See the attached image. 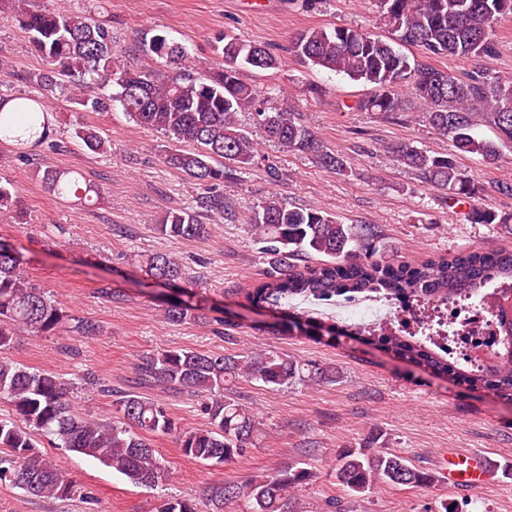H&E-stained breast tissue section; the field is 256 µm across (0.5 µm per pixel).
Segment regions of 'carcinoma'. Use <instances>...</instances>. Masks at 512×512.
<instances>
[{
    "mask_svg": "<svg viewBox=\"0 0 512 512\" xmlns=\"http://www.w3.org/2000/svg\"><path fill=\"white\" fill-rule=\"evenodd\" d=\"M30 0H10L11 18L26 35L31 49L48 68L27 76L47 93L74 85L94 86L99 93L78 104L92 112L121 105L129 120L151 127L173 143L163 162L202 186L194 204L165 212L158 232L177 241H193L207 234L203 217L224 212V179L261 160L260 142L287 151L312 153L320 164L346 171L342 156L327 151L302 114L289 104L276 106L272 93L242 77L250 69H279L281 58L264 44L245 43L224 36V63L197 76L183 70L187 47L168 32L156 30L143 52L153 64L136 69L116 64L117 45L109 21L89 11L38 10ZM379 20L392 38L384 39L360 27H315L301 31L289 51L309 68L328 71L372 88L369 96L354 101L358 112L397 115L412 109L411 99L425 108L428 125L448 136L457 150L493 158L494 143L479 140L474 129L486 123L499 137L512 142V80L481 67L457 78L431 64L434 57L483 61L496 54L493 26L512 16V0H377ZM412 46L411 59L400 47ZM410 87L405 92L404 87ZM253 115L254 129L238 120V113ZM52 122L43 96L0 94V143L13 146L35 166L40 181L54 194L86 200L103 199L104 189L81 184L74 171L47 163L42 150L55 146ZM72 139L92 154H105L109 143L89 126H79ZM395 160L416 171L424 182L448 200L458 202L476 195L475 184L451 154H430L410 143L393 149ZM0 214L19 220L24 213L16 187L0 180ZM474 224H511L512 213L471 209ZM249 224L264 243L268 260L265 279L247 289L255 303L280 307L288 302L330 300L337 295L385 292L415 306H430L471 297L488 282L500 287L486 296L484 306L496 319L500 336L491 348L493 364H470L462 369L448 359L433 336L412 335L394 323L355 326L359 336H373L405 361L435 373L462 378L471 388L486 389L512 402V341L507 338L506 313L501 302L512 298V251L471 253L456 259L438 258L412 270L395 269L379 255L381 230L376 224H344L332 214L302 209L278 195L254 210ZM154 281L176 287L191 276L175 258L154 253L139 261ZM165 318L184 323L199 318L191 301L174 298L166 303ZM66 336L64 351L79 354L76 338L96 336L100 326L75 317L29 277L14 249L0 243V404L12 416L0 418V481L43 499H63L75 493L72 482L38 449L43 436L56 448L93 459L131 483L157 487L169 469L151 437L173 435L183 454L215 470L243 456L253 445L259 422L252 410L233 397L240 381L258 382L283 391L306 382H330L333 367H317L276 351L214 354L187 349H163L142 357L136 367L140 386L202 396L207 416L203 429H182L167 408L134 390H114L95 381L98 391L112 396L115 416L97 422L72 408L74 390L88 377L64 378L54 372L32 371L2 355L16 336ZM371 439L358 448L336 452L332 471L349 499L373 493L380 484L422 487L436 477L417 469L403 456L374 447ZM316 473L306 462L284 465L242 481H216L207 490L210 512H295L296 492L310 484ZM155 512H196L191 500L167 497Z\"/></svg>",
    "mask_w": 512,
    "mask_h": 512,
    "instance_id": "cac0c4a2",
    "label": "carcinoma"
}]
</instances>
